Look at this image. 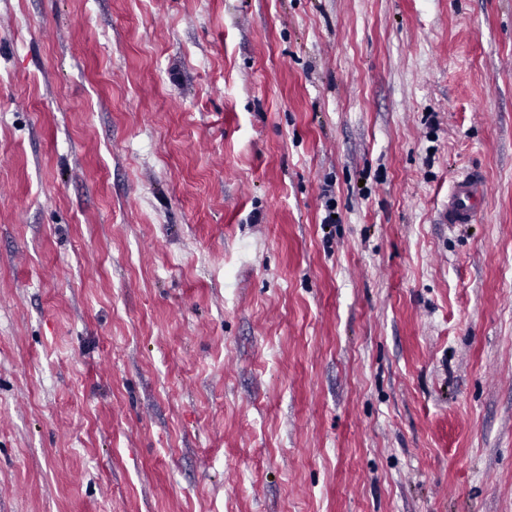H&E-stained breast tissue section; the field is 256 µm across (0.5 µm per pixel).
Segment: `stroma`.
Here are the masks:
<instances>
[{"label": "stroma", "instance_id": "obj_1", "mask_svg": "<svg viewBox=\"0 0 512 512\" xmlns=\"http://www.w3.org/2000/svg\"><path fill=\"white\" fill-rule=\"evenodd\" d=\"M0 512H512V0H0ZM487 186L483 177L477 173L463 177L453 182L448 204L440 214L444 224H470L484 196Z\"/></svg>", "mask_w": 512, "mask_h": 512}]
</instances>
